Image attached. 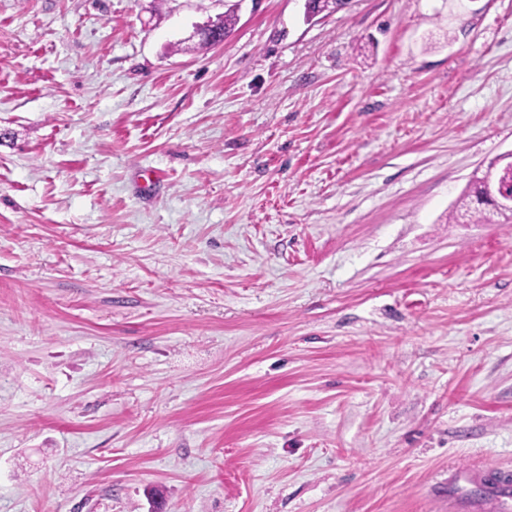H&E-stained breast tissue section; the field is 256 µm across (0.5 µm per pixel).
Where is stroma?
<instances>
[{"label":"stroma","mask_w":512,"mask_h":512,"mask_svg":"<svg viewBox=\"0 0 512 512\" xmlns=\"http://www.w3.org/2000/svg\"><path fill=\"white\" fill-rule=\"evenodd\" d=\"M228 7L0 0V512H502L512 0ZM485 178L486 172L483 176H474L471 180L468 188L463 193L458 201L456 207V215L452 214L449 216V223H459L460 219L469 220V223L475 224L485 222L487 219L486 210L489 205H492L489 201L484 199L485 196ZM470 478L479 479L486 482L489 488L496 493V497L502 500V505H508V499H511V475L508 472H489L474 471L469 475Z\"/></svg>","instance_id":"obj_1"}]
</instances>
